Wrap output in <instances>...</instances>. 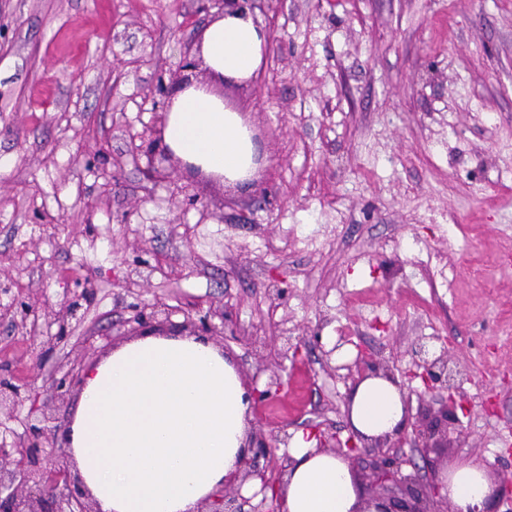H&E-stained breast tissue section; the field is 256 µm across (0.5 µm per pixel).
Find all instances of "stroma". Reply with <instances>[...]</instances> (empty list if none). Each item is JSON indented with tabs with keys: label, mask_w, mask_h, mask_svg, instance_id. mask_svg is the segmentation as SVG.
Returning a JSON list of instances; mask_svg holds the SVG:
<instances>
[{
	"label": "stroma",
	"mask_w": 512,
	"mask_h": 512,
	"mask_svg": "<svg viewBox=\"0 0 512 512\" xmlns=\"http://www.w3.org/2000/svg\"><path fill=\"white\" fill-rule=\"evenodd\" d=\"M261 67L226 82L263 154L248 187L195 175L156 131L170 74L222 0H0V413L13 441L53 376L123 342L134 306L209 317L258 389L276 456L292 431L347 438L364 362L447 353L460 436L404 445L428 482L458 458L512 478V0H253ZM155 167L157 180L143 171ZM70 338L48 352L63 302ZM35 304L38 319L8 313ZM30 386L31 384L16 385L10 379H0V412L20 403L25 398L22 391L28 392Z\"/></svg>",
	"instance_id": "35a3bbf8"
}]
</instances>
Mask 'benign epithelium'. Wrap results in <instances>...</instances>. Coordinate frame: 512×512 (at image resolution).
Listing matches in <instances>:
<instances>
[{
  "instance_id": "7a95c632",
  "label": "benign epithelium",
  "mask_w": 512,
  "mask_h": 512,
  "mask_svg": "<svg viewBox=\"0 0 512 512\" xmlns=\"http://www.w3.org/2000/svg\"><path fill=\"white\" fill-rule=\"evenodd\" d=\"M198 65L193 47L188 46L183 52V59L179 65L181 74L176 81L182 85H190L192 81L185 72L195 69ZM145 308L150 313L139 312L134 317L141 330L136 335L141 336L146 330L182 336H195L197 332H214L215 327L203 320L196 324L188 322L178 328L167 327L165 322L158 320V306L147 304ZM425 347L419 346L415 355L419 357L417 370L408 374V377L419 378L427 388L439 384L448 391V396L441 402L439 419L435 423L424 426L407 416L405 422L392 437L391 447H402L407 443L414 445L425 438V432L431 433L444 429L449 432L458 424L457 408L460 403L455 398L457 388L450 383L448 374V358L445 355L428 360L424 357ZM30 385H16L9 379H0V410L16 406L23 399V393L29 391ZM412 430H407V427ZM45 428L31 425L26 428L23 437L16 444L0 443V512H97L95 504L88 501L82 484L74 483L67 476L68 466L64 463L50 464L45 456ZM248 448L253 457L245 458L242 466L248 468L247 477L260 479L263 488H272L276 485V474L286 470L289 459L277 460L266 438L260 434L250 435ZM265 460L264 466H259L260 460ZM373 471V482L384 484L391 482L400 487L401 491L413 497L414 504L411 512H443L442 503L445 502L439 491V486L418 487L414 479L401 474L402 460L387 452H380L373 457L370 463ZM64 484L67 493L58 495L56 490L59 484ZM211 510L200 508L198 512H242L241 505L237 504L236 496L219 492L209 499Z\"/></svg>"
}]
</instances>
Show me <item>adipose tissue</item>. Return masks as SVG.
Here are the masks:
<instances>
[{
	"mask_svg": "<svg viewBox=\"0 0 512 512\" xmlns=\"http://www.w3.org/2000/svg\"><path fill=\"white\" fill-rule=\"evenodd\" d=\"M267 33L250 12L225 10L202 33L201 56L219 78L246 81ZM164 137L186 163L232 184L253 175L256 148L238 112L195 84L172 98ZM234 364L201 336L146 334L82 373L65 434L79 478L98 512H197L247 455L250 403ZM397 386L382 376L353 391L349 426L365 439L404 421ZM280 490L284 512H408L409 501L369 496L345 457L293 432ZM441 493L454 512H484L496 484L474 459L450 464Z\"/></svg>",
	"mask_w": 512,
	"mask_h": 512,
	"instance_id": "ef3b65f1",
	"label": "adipose tissue"
}]
</instances>
